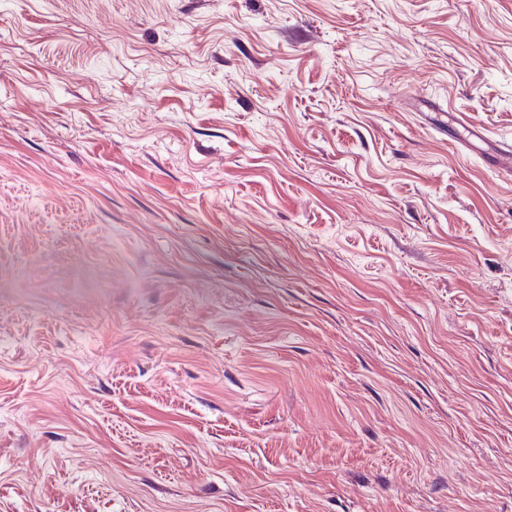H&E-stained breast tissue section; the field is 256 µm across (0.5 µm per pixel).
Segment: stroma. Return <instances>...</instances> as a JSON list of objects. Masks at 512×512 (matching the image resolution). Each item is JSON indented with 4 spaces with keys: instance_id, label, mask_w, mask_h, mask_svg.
<instances>
[{
    "instance_id": "stroma-1",
    "label": "stroma",
    "mask_w": 512,
    "mask_h": 512,
    "mask_svg": "<svg viewBox=\"0 0 512 512\" xmlns=\"http://www.w3.org/2000/svg\"><path fill=\"white\" fill-rule=\"evenodd\" d=\"M512 0H0V512H512ZM455 128V132H451V141L456 144H464L472 151H484L491 148V151L479 153L486 164L500 176L512 177V146L507 143L499 142L491 146L487 144V136L480 128L471 124L458 121L454 116L450 120ZM487 147H484V146Z\"/></svg>"
}]
</instances>
